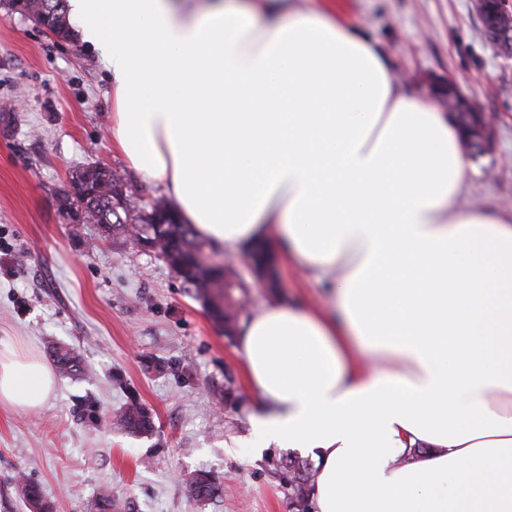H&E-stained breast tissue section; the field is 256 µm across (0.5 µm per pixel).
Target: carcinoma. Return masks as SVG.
<instances>
[{
	"label": "carcinoma",
	"mask_w": 512,
	"mask_h": 512,
	"mask_svg": "<svg viewBox=\"0 0 512 512\" xmlns=\"http://www.w3.org/2000/svg\"><path fill=\"white\" fill-rule=\"evenodd\" d=\"M11 8H19L34 18V22L48 26L58 38H70L71 27L67 14V0H6ZM61 209L82 214L84 223L98 224L107 234L123 235L139 242L142 226L150 224L160 214L172 212V205L155 201L152 212L146 216L136 213L125 193L122 178L111 169L91 166L72 174L71 191L60 201ZM155 248L170 264L187 267L184 283L193 288L202 300L210 317L227 331H232L243 313L239 298L247 295V284L238 278L232 263L210 265L203 260L208 245L189 224L178 218L163 225L156 238ZM59 371L66 374L82 373L81 360L64 348L53 350ZM116 424L131 434H146L154 430L152 416L132 401L115 416ZM291 477V491L299 504H304L312 490V472L298 460L285 465ZM186 494L196 501L212 500L219 496L220 484L208 472H199L185 483Z\"/></svg>",
	"instance_id": "1"
}]
</instances>
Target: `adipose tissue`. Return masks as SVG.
<instances>
[{"label":"adipose tissue","mask_w":512,"mask_h":512,"mask_svg":"<svg viewBox=\"0 0 512 512\" xmlns=\"http://www.w3.org/2000/svg\"><path fill=\"white\" fill-rule=\"evenodd\" d=\"M106 62L112 149L224 252L277 241L326 290L238 339L262 447L313 463V512H512V213L461 199L470 166L335 12L280 0H68ZM51 371L0 345V405Z\"/></svg>","instance_id":"1"}]
</instances>
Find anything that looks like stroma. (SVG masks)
I'll list each match as a JSON object with an SVG mask.
<instances>
[{"mask_svg": "<svg viewBox=\"0 0 512 512\" xmlns=\"http://www.w3.org/2000/svg\"><path fill=\"white\" fill-rule=\"evenodd\" d=\"M346 20L387 56L413 96L443 75L496 118L491 153L470 159L469 200L490 214L512 205V57L484 35L474 0H337ZM112 98L103 60L0 5V338L50 361L72 349L84 372L57 375L42 408L0 406V512H29L13 479L38 484L53 512H95L109 489L118 512H297L283 468L290 452L255 457L237 335H225L156 252L97 225L74 224L59 199L71 174L116 170L142 213L162 187L139 180L112 150ZM276 293L250 288V308L325 302L300 267L277 266ZM136 397L155 421L132 435L113 415ZM208 471L218 498L184 485Z\"/></svg>", "mask_w": 512, "mask_h": 512, "instance_id": "1", "label": "stroma"}]
</instances>
